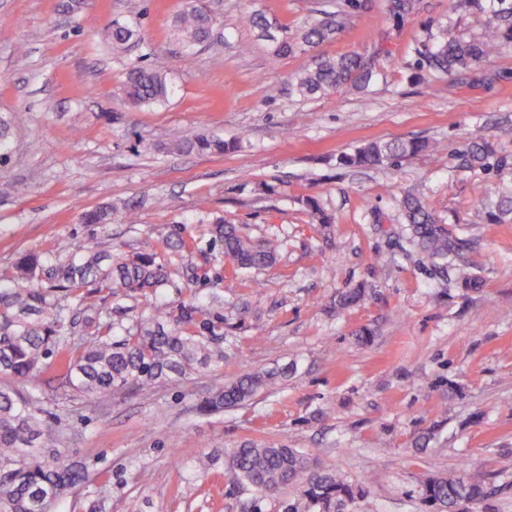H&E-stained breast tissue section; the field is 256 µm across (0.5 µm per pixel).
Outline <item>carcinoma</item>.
<instances>
[{
  "instance_id": "1",
  "label": "carcinoma",
  "mask_w": 512,
  "mask_h": 512,
  "mask_svg": "<svg viewBox=\"0 0 512 512\" xmlns=\"http://www.w3.org/2000/svg\"><path fill=\"white\" fill-rule=\"evenodd\" d=\"M464 8L487 14L479 33L427 36L415 48V68L426 73L451 74L494 60L501 46L512 43V0H457ZM389 14L400 21L416 8V0H387ZM241 24L270 34L272 53L286 59L336 38L342 14L321 19L290 32L288 26L251 11ZM213 19L186 0L172 22L173 34L182 44L184 61H196L197 46L211 33ZM138 30L115 20L109 37L116 49L125 47ZM372 64L359 53L315 56L303 70L290 76L285 92L300 97L325 96L342 88L363 90L372 81ZM173 87L162 69L132 64L122 85V97L132 107L165 102ZM429 148L415 139L373 140L337 157L344 167L396 168L404 160ZM173 149L182 153L222 154L237 145L205 134L181 135ZM15 145L11 120L0 115V166L10 161ZM456 167L501 173L512 160L488 142L472 141L456 149ZM399 207L411 247L419 250L441 271L459 244L429 208L423 194L410 187L401 193ZM494 224L512 223V189L495 187L488 202ZM82 224L112 223V208L98 207L79 214ZM212 245L232 270H262L275 263L278 245L259 240L235 224H215ZM163 250L188 252L193 237L184 226L162 236ZM187 264L175 267L156 251L112 255L77 250L68 238L56 241L46 256H21L7 272H0V512H45L51 494L83 480L69 464L62 438L45 407L44 398L24 392L25 384L45 373L57 357L64 367L65 394L70 400L91 401L112 393L142 391L172 378H186L224 365V312L205 307L196 294L178 301L156 298L159 289L189 275ZM458 283L477 290L483 280L464 267L456 268ZM138 294L151 299L149 313L126 325L112 309L93 301L98 294ZM365 297L362 288L340 292L336 305L351 308ZM285 374L274 370L245 369L236 378L211 389L198 404L204 413H220L250 404L259 394L272 392ZM227 467L234 482L252 488L260 497H274L289 485L295 496L284 512H346L348 506L368 495L366 486L323 468L309 454L286 445L249 442L233 449ZM485 478L470 470L427 477L421 484L420 502L428 512H464V506L486 499Z\"/></svg>"
}]
</instances>
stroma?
<instances>
[{"instance_id": "obj_1", "label": "stroma", "mask_w": 512, "mask_h": 512, "mask_svg": "<svg viewBox=\"0 0 512 512\" xmlns=\"http://www.w3.org/2000/svg\"><path fill=\"white\" fill-rule=\"evenodd\" d=\"M212 42L186 66L171 22L183 0H0V114L18 150L0 168V271L68 237L99 251L160 249L170 227L194 239L196 280L163 289L224 302V365L148 391L91 402L62 400L61 373L28 383L55 413L71 460L86 469L53 512H283L294 487L256 501L223 478L227 455L247 441L307 452L347 480H368L352 512H421L426 477L462 468L495 488L468 512H512V224L481 208L497 176L460 171L453 151L492 143L512 125V44L483 70L418 78L415 48L449 21L479 31L484 14L455 0H419L404 21L385 0L350 13L320 51L357 52L377 80L367 92L309 99L272 95L309 56L273 58L240 16L260 10L289 27L342 9L344 0H206ZM137 22L140 40L110 49L113 20ZM161 63L175 92L132 109L121 100L130 63ZM236 140L221 155L171 150L179 134ZM422 139L427 151L395 170L341 169L338 154L370 140ZM155 144L151 154L140 141ZM418 187L463 248L456 262L484 281L470 290L442 280L413 250L399 221V188ZM316 198L331 216L317 223ZM109 205L108 228L78 222ZM136 221L122 223L127 212ZM243 227L280 244L276 263L234 274L218 263L211 224ZM385 254L377 265L376 254ZM361 286L359 306L340 310L338 291ZM373 331L358 342L361 327ZM289 367L275 393L204 415L206 393L245 368ZM213 470L196 476L199 455Z\"/></svg>"}]
</instances>
